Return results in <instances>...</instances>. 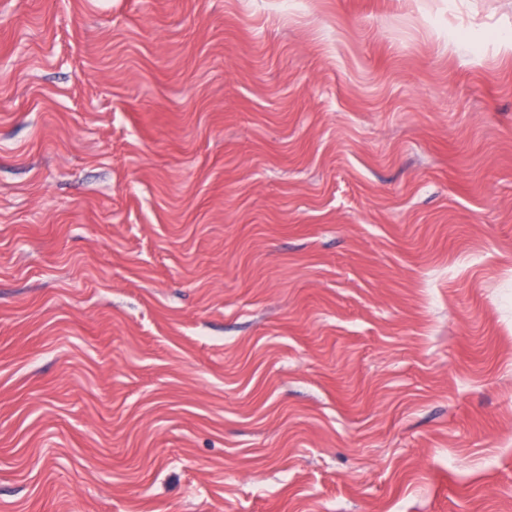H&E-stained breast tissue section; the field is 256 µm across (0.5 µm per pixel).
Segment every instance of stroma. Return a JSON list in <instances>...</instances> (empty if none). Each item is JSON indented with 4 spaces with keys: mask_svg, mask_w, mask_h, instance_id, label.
<instances>
[{
    "mask_svg": "<svg viewBox=\"0 0 512 512\" xmlns=\"http://www.w3.org/2000/svg\"><path fill=\"white\" fill-rule=\"evenodd\" d=\"M512 0H0V512H512Z\"/></svg>",
    "mask_w": 512,
    "mask_h": 512,
    "instance_id": "obj_1",
    "label": "stroma"
}]
</instances>
